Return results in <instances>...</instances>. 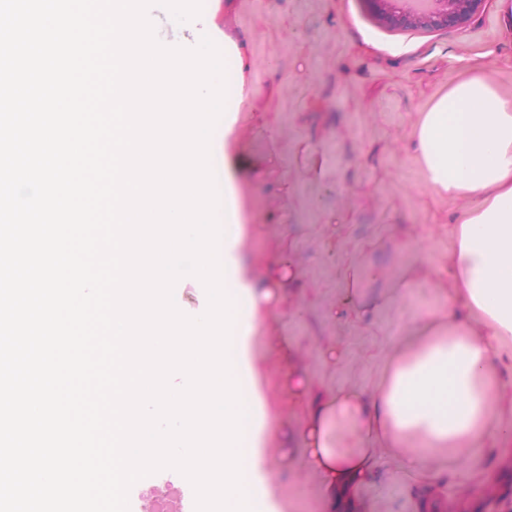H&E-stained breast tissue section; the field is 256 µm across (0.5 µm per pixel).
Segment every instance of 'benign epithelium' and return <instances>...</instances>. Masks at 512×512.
Instances as JSON below:
<instances>
[{
    "label": "benign epithelium",
    "mask_w": 512,
    "mask_h": 512,
    "mask_svg": "<svg viewBox=\"0 0 512 512\" xmlns=\"http://www.w3.org/2000/svg\"><path fill=\"white\" fill-rule=\"evenodd\" d=\"M387 24L394 27L448 29L472 19L484 0H367Z\"/></svg>",
    "instance_id": "benign-epithelium-1"
}]
</instances>
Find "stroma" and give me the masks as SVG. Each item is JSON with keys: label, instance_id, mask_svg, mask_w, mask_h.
I'll list each match as a JSON object with an SVG mask.
<instances>
[{"label": "stroma", "instance_id": "obj_1", "mask_svg": "<svg viewBox=\"0 0 512 512\" xmlns=\"http://www.w3.org/2000/svg\"><path fill=\"white\" fill-rule=\"evenodd\" d=\"M216 22L243 44L248 64L234 148L255 202L245 258L282 273L266 324L292 358L274 363L263 384L279 387L297 369L311 396L373 388L410 311L438 310L451 284L449 226L469 204L424 187L411 149L416 123L469 67L512 94L501 0L442 30L385 25L366 0H220ZM351 264L374 304L360 323L342 314ZM268 460L280 475L274 501L320 512L317 478L281 454ZM432 468L410 474L381 451L360 491L368 512H486L494 499L512 507V447ZM182 483L171 469L140 479L129 512H169Z\"/></svg>", "mask_w": 512, "mask_h": 512}]
</instances>
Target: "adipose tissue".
<instances>
[{
    "mask_svg": "<svg viewBox=\"0 0 512 512\" xmlns=\"http://www.w3.org/2000/svg\"><path fill=\"white\" fill-rule=\"evenodd\" d=\"M237 117L214 135L226 189L218 216L226 235L227 290L245 294L231 358L240 360L250 504H265L276 481L259 437L267 425L262 372L283 345L265 329L277 277L260 261L245 263L242 171L230 152ZM424 181L436 193L466 196L470 206L449 228L451 289L437 316L411 314L398 351L372 390L346 388L312 401L292 453L319 480L324 512H361L359 492L377 451L389 449L410 473L431 460L465 462L476 449L512 443L497 414L512 387L500 353L512 348V96L483 71L469 69L422 112L412 140Z\"/></svg>",
    "mask_w": 512,
    "mask_h": 512,
    "instance_id": "1",
    "label": "adipose tissue"
}]
</instances>
